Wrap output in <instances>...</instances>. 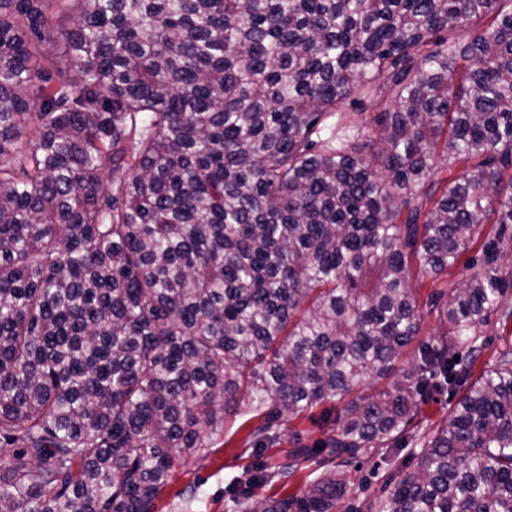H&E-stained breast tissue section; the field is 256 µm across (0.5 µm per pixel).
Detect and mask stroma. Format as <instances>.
<instances>
[{"mask_svg":"<svg viewBox=\"0 0 512 512\" xmlns=\"http://www.w3.org/2000/svg\"><path fill=\"white\" fill-rule=\"evenodd\" d=\"M321 414L317 408L309 416H282L275 453L259 457L245 451L247 434L257 424V416L245 407L227 414L223 430L213 438L207 452L184 456L156 501L157 512H227L235 493L233 478L259 462H281L296 444L308 445L322 438ZM382 458V453L377 452L362 457L352 467L349 489L339 512L350 507L360 512L379 495L386 474Z\"/></svg>","mask_w":512,"mask_h":512,"instance_id":"obj_1","label":"stroma"}]
</instances>
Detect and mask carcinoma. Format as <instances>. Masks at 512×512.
Instances as JSON below:
<instances>
[{"instance_id":"cac0c4a2","label":"carcinoma","mask_w":512,"mask_h":512,"mask_svg":"<svg viewBox=\"0 0 512 512\" xmlns=\"http://www.w3.org/2000/svg\"><path fill=\"white\" fill-rule=\"evenodd\" d=\"M489 224H512V0H0V512H154L232 405L260 455L327 402L233 509L338 512L350 465L409 447L366 512H512V347L475 370L512 317ZM428 308L447 330L420 340ZM65 44H66V35L64 32H56L54 34L53 41L46 46V53L53 58L55 64L54 66H58L62 69L63 76H73L76 72V67L72 64L71 61L68 60L65 53ZM482 330L489 339L490 346L479 361L477 371L486 364L492 363L497 348L512 340V320L506 323L500 320L497 315H493L490 317L489 324L483 327ZM456 400L457 399L452 402V405ZM452 405H448V393L433 394L427 404L422 406L423 412L421 418H426L423 426L429 423L437 425L443 423L449 416Z\"/></svg>"}]
</instances>
